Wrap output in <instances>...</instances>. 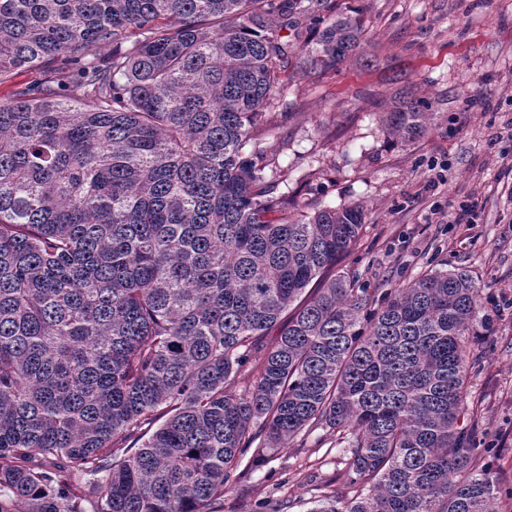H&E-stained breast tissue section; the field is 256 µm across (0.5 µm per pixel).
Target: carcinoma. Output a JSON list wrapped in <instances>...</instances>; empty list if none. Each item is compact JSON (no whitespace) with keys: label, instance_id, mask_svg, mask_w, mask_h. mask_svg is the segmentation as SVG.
Instances as JSON below:
<instances>
[{"label":"carcinoma","instance_id":"obj_1","mask_svg":"<svg viewBox=\"0 0 512 512\" xmlns=\"http://www.w3.org/2000/svg\"><path fill=\"white\" fill-rule=\"evenodd\" d=\"M337 2L0 0V80L50 68L0 102V512H219L241 456L318 428L353 496L309 512L512 498L464 424L472 276L375 300L334 273L363 205L293 214L245 152L285 75L359 48ZM395 103L383 133L423 136L427 102Z\"/></svg>","mask_w":512,"mask_h":512}]
</instances>
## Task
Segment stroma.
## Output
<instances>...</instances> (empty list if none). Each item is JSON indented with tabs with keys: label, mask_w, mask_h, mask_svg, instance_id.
<instances>
[{
	"label": "stroma",
	"mask_w": 512,
	"mask_h": 512,
	"mask_svg": "<svg viewBox=\"0 0 512 512\" xmlns=\"http://www.w3.org/2000/svg\"><path fill=\"white\" fill-rule=\"evenodd\" d=\"M363 55L403 72L433 115L427 133L393 142L378 114L396 91L385 72L348 59L300 72L269 106L256 146L273 193L303 208L363 204L362 236L338 269L386 293L439 263L467 270L491 323L473 337L466 405L481 447L512 487V0H345ZM468 207L470 221L445 215ZM337 436L312 431L262 466L239 465L223 512H310L323 487L347 495Z\"/></svg>",
	"instance_id": "35a3bbf8"
}]
</instances>
